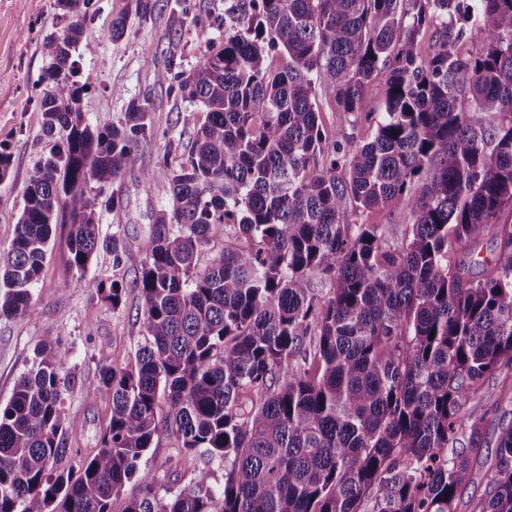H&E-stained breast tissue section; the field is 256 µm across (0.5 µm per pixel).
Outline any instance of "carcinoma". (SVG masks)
Listing matches in <instances>:
<instances>
[{"instance_id": "cac0c4a2", "label": "carcinoma", "mask_w": 512, "mask_h": 512, "mask_svg": "<svg viewBox=\"0 0 512 512\" xmlns=\"http://www.w3.org/2000/svg\"><path fill=\"white\" fill-rule=\"evenodd\" d=\"M187 2L172 12L180 31L200 19ZM87 4L56 0L68 23L42 44L45 145L0 251V319L28 314L54 225H69L81 275L101 247L115 268L126 255L119 234L99 236L102 213L122 207L106 189L157 131L136 100L118 125L84 120L93 78L77 79L74 53ZM154 9L131 0L112 39ZM200 10L219 35L192 68L171 51L156 73L205 118L142 244V340L82 386L109 406L100 448L78 471L63 467L75 376L47 338L0 405V512H455L472 476L457 444L480 448L486 425L468 404L493 400L486 379L512 369V225L501 223L512 208V0ZM384 70L373 139H329L317 90L356 119ZM360 208L405 212L412 224L398 243L385 224L351 223ZM489 230L493 264L474 279L455 255ZM233 231L245 244L215 250ZM315 275L330 297L313 293ZM92 287L122 310L124 283ZM162 410L179 444L172 466L217 460L222 486L205 468L189 489L139 471ZM134 477L138 493L122 497ZM472 512H512V425Z\"/></svg>"}]
</instances>
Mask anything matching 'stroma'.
Wrapping results in <instances>:
<instances>
[{"mask_svg": "<svg viewBox=\"0 0 512 512\" xmlns=\"http://www.w3.org/2000/svg\"><path fill=\"white\" fill-rule=\"evenodd\" d=\"M130 0H91L83 20V33L74 54L82 73L91 74L93 86L82 97L80 110L87 123L103 127L118 122L129 100H146L156 138L137 149L139 167L128 172L114 189L124 198L118 214H103L100 235L111 239L120 232L126 245L121 269H113L112 252L100 249L85 274L69 265V227L57 225L38 283L32 290L27 316L20 321L0 319V403L10 399L19 376L31 368L35 350L43 339H56L68 358V368L81 383L95 380L103 365L128 359L141 339L137 313L142 301L132 283L138 276L143 254L140 246L152 229L153 216L168 200L170 168L164 155L189 148V134L203 121L198 105L168 93L155 74L162 55L176 48L185 66H192L216 37L208 25L190 28L173 39L169 9L158 4L151 20L132 24L120 40H112V21L128 11ZM66 24L55 0H0V142L12 153L8 177L0 182V250L8 248L23 206V189L29 169L43 147L42 118L36 105V84L45 64L42 41ZM369 117L346 122L328 104L320 106V120L329 138L356 144L370 140L376 130L375 113L384 109V81L374 80L367 89ZM148 171L152 184L143 187L140 171ZM118 279L126 286L121 312H112L89 281ZM495 392L493 405L478 404L487 416L484 454L495 448L499 424H512V370H502L485 382ZM67 426L74 436L75 455L65 464L80 468L100 446L105 405L85 400L80 387L64 395Z\"/></svg>", "mask_w": 512, "mask_h": 512, "instance_id": "1", "label": "stroma"}]
</instances>
